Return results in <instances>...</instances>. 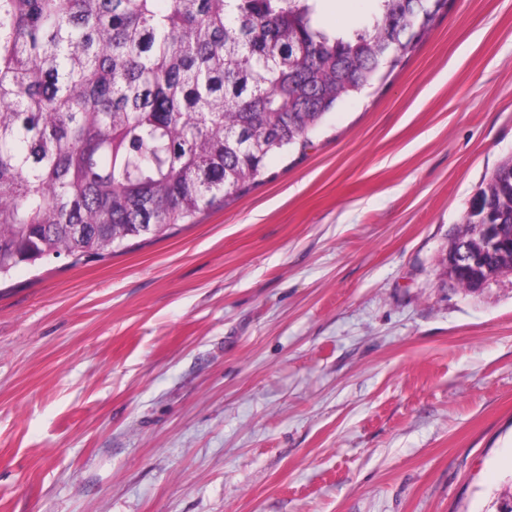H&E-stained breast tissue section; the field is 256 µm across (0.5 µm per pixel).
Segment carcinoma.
<instances>
[{
    "label": "carcinoma",
    "instance_id": "carcinoma-1",
    "mask_svg": "<svg viewBox=\"0 0 512 512\" xmlns=\"http://www.w3.org/2000/svg\"><path fill=\"white\" fill-rule=\"evenodd\" d=\"M0 0V279L194 224L402 66L448 0ZM512 225V154L481 187ZM371 0H320L317 2V23L329 32H350L360 27L373 8Z\"/></svg>",
    "mask_w": 512,
    "mask_h": 512
}]
</instances>
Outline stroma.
<instances>
[{
  "label": "stroma",
  "mask_w": 512,
  "mask_h": 512,
  "mask_svg": "<svg viewBox=\"0 0 512 512\" xmlns=\"http://www.w3.org/2000/svg\"><path fill=\"white\" fill-rule=\"evenodd\" d=\"M372 0H318L333 32ZM512 154V0H448L305 151L171 234L0 282V512H493L512 276L437 259Z\"/></svg>",
  "instance_id": "1"
}]
</instances>
